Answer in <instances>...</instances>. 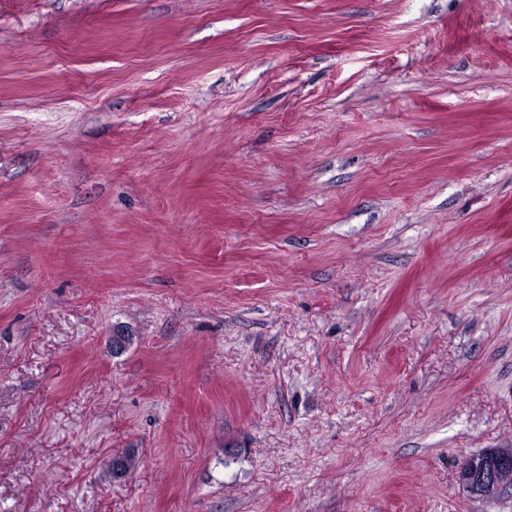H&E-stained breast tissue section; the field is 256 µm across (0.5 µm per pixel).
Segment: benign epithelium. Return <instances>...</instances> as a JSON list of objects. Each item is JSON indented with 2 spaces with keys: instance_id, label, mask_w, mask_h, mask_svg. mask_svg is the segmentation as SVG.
<instances>
[{
  "instance_id": "obj_1",
  "label": "benign epithelium",
  "mask_w": 512,
  "mask_h": 512,
  "mask_svg": "<svg viewBox=\"0 0 512 512\" xmlns=\"http://www.w3.org/2000/svg\"><path fill=\"white\" fill-rule=\"evenodd\" d=\"M458 481L478 498H493L512 487V448H490L467 457Z\"/></svg>"
}]
</instances>
